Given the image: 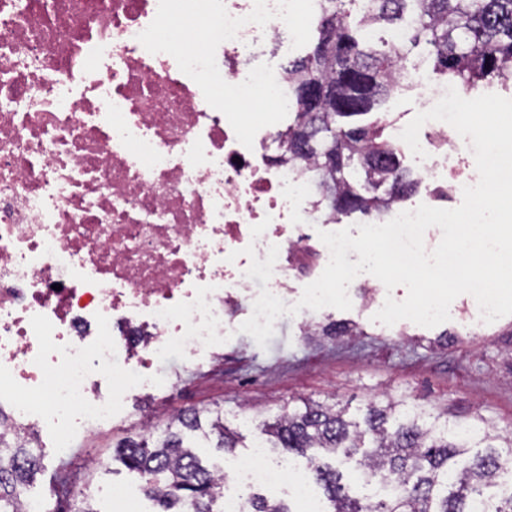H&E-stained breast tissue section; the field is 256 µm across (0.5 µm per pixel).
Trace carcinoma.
Masks as SVG:
<instances>
[{
  "label": "carcinoma",
  "instance_id": "obj_1",
  "mask_svg": "<svg viewBox=\"0 0 512 512\" xmlns=\"http://www.w3.org/2000/svg\"><path fill=\"white\" fill-rule=\"evenodd\" d=\"M403 30L395 39L392 33ZM429 46L433 72L476 90L512 81V0H318L312 51L288 62V95L296 110L278 157L307 173L333 220L360 212L377 218L406 200L420 180L403 168L399 149L383 138L386 125L360 117L408 87L403 61L420 43ZM320 83L325 94L310 103L298 91ZM384 188L367 196L361 189ZM200 426V413L176 417L155 439H128L127 466L144 482L161 512H214L220 482L202 465L181 431ZM218 447H237L222 413L210 423ZM272 447L305 457L328 495L326 512H512V494L499 491L512 469V439L493 444L491 426L448 421L402 401L370 404L362 420L319 402L266 424ZM354 463L359 484L390 487L380 496L353 497L328 459ZM40 457L0 430V512H20L19 496L33 485ZM247 512H291L283 499L246 495Z\"/></svg>",
  "mask_w": 512,
  "mask_h": 512
}]
</instances>
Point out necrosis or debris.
I'll list each match as a JSON object with an SVG mask.
<instances>
[{
  "label": "necrosis or debris",
  "instance_id": "necrosis-or-debris-1",
  "mask_svg": "<svg viewBox=\"0 0 512 512\" xmlns=\"http://www.w3.org/2000/svg\"><path fill=\"white\" fill-rule=\"evenodd\" d=\"M159 0H0V427L111 423L130 392L159 385L147 360L223 348L230 312L252 311L251 257H278L283 296L309 252L251 228L287 223L306 187L262 128L243 146L169 54L138 35ZM288 28L244 25L221 43L243 82ZM254 247V256L243 253ZM217 512L263 489L324 512L309 478L263 447L225 460Z\"/></svg>",
  "mask_w": 512,
  "mask_h": 512
}]
</instances>
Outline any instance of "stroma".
I'll return each instance as SVG.
<instances>
[{"label": "stroma", "mask_w": 512, "mask_h": 512, "mask_svg": "<svg viewBox=\"0 0 512 512\" xmlns=\"http://www.w3.org/2000/svg\"><path fill=\"white\" fill-rule=\"evenodd\" d=\"M407 67L412 87L380 108L396 127L423 111L427 90L437 84L423 49L409 54ZM374 282L368 275L349 288L350 310L300 311L265 344L236 332L223 350L197 362L168 354L152 366L165 385L131 396L111 426L65 441L53 425L38 427L42 469L33 490L44 512H78L86 495L107 512L108 495L126 488L138 492L135 512H158L116 447L148 428L162 432L173 416L194 410L222 412L247 447L263 440L264 423L307 401L346 408L359 419L368 404L392 398L447 411L452 421L481 418L500 437H512V316L475 328L464 319L470 297L463 294L452 302L449 321L436 327L408 320L387 326L373 319L381 296ZM340 323L349 335L333 332Z\"/></svg>", "instance_id": "35a3bbf8"}]
</instances>
